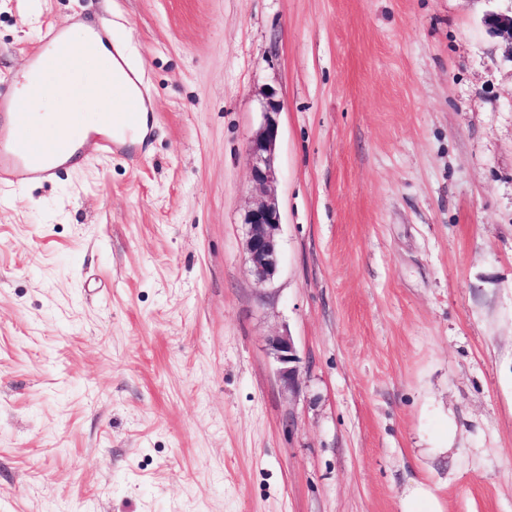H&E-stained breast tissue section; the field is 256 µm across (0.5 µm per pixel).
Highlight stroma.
<instances>
[{
  "label": "stroma",
  "mask_w": 512,
  "mask_h": 512,
  "mask_svg": "<svg viewBox=\"0 0 512 512\" xmlns=\"http://www.w3.org/2000/svg\"><path fill=\"white\" fill-rule=\"evenodd\" d=\"M512 0H0V88L112 19L143 145L0 182V512H512ZM283 104L280 262L242 217ZM300 358L285 388L268 346ZM269 346L274 358L279 363V378L282 383L292 388L297 384L299 368L295 343L288 332L278 333L269 338Z\"/></svg>",
  "instance_id": "obj_1"
}]
</instances>
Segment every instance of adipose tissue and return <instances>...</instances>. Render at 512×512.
<instances>
[{
    "label": "adipose tissue",
    "instance_id": "adipose-tissue-1",
    "mask_svg": "<svg viewBox=\"0 0 512 512\" xmlns=\"http://www.w3.org/2000/svg\"><path fill=\"white\" fill-rule=\"evenodd\" d=\"M84 32H65L66 49L51 58L41 69H32L35 77L55 79L60 92H77L86 112L85 132L98 131L99 115L114 100L116 85L127 82L128 77L120 65L114 64L106 45L93 49L84 46Z\"/></svg>",
    "mask_w": 512,
    "mask_h": 512
}]
</instances>
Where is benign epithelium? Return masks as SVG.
<instances>
[{
	"instance_id": "1",
	"label": "benign epithelium",
	"mask_w": 512,
	"mask_h": 512,
	"mask_svg": "<svg viewBox=\"0 0 512 512\" xmlns=\"http://www.w3.org/2000/svg\"><path fill=\"white\" fill-rule=\"evenodd\" d=\"M484 23L490 32L505 37L512 45V14L490 13ZM282 102L273 90L263 94L262 122L248 139L246 150L250 160V179L255 195L242 219L245 245L252 274L264 282L271 279L279 264V234L282 217L275 194L278 181L276 149L279 138V114ZM269 346L279 363V378L292 388L297 384L299 368L295 343L287 332L269 338Z\"/></svg>"
}]
</instances>
